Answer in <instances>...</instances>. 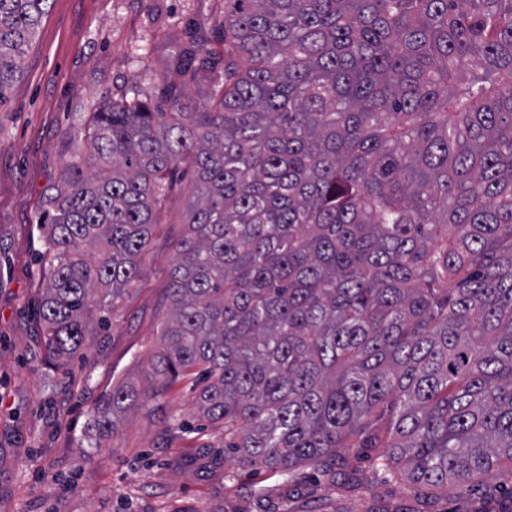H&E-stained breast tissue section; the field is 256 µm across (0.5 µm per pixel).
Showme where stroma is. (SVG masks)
Listing matches in <instances>:
<instances>
[{
  "label": "stroma",
  "mask_w": 512,
  "mask_h": 512,
  "mask_svg": "<svg viewBox=\"0 0 512 512\" xmlns=\"http://www.w3.org/2000/svg\"><path fill=\"white\" fill-rule=\"evenodd\" d=\"M224 0H52L0 108V512H411L409 488L368 448H345L335 476L238 468L224 430L195 413L183 379L128 412L107 447H90L92 409L112 387L151 385L168 275L185 231L193 176L182 170L142 260V277L106 329L66 370L49 372L39 306L44 286L38 212L73 154L80 121L131 87L152 90L188 30L205 27L222 54ZM181 422L168 425L169 417ZM265 496H258V489ZM433 512H512V465L449 492Z\"/></svg>",
  "instance_id": "35a3bbf8"
}]
</instances>
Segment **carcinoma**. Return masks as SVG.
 <instances>
[{"instance_id": "obj_1", "label": "carcinoma", "mask_w": 512, "mask_h": 512, "mask_svg": "<svg viewBox=\"0 0 512 512\" xmlns=\"http://www.w3.org/2000/svg\"><path fill=\"white\" fill-rule=\"evenodd\" d=\"M49 2L0 0V106ZM229 2L222 56L203 33L88 113L45 194L46 350L87 346L189 167L152 394L201 373L245 470L326 472L357 438L429 512L512 464V0ZM139 399L112 387L91 447ZM218 73L215 71L199 72L193 79L187 83L186 91L192 102L197 107H202L206 101L208 90L216 83Z\"/></svg>"}]
</instances>
